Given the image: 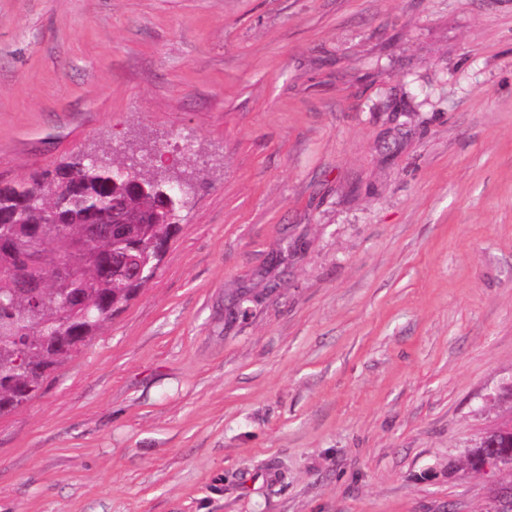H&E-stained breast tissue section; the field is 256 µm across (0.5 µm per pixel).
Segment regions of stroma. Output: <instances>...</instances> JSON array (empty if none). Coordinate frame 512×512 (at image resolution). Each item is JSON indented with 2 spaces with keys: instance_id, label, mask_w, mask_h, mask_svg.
Returning <instances> with one entry per match:
<instances>
[{
  "instance_id": "1",
  "label": "stroma",
  "mask_w": 512,
  "mask_h": 512,
  "mask_svg": "<svg viewBox=\"0 0 512 512\" xmlns=\"http://www.w3.org/2000/svg\"><path fill=\"white\" fill-rule=\"evenodd\" d=\"M192 190L0 417V512H492L512 419V0H0V184ZM500 430L487 433L480 445L479 454L481 455L480 470L487 471L490 468L506 473L512 470V448H500L498 443L512 441V424L508 427H500ZM485 448H488L485 450Z\"/></svg>"
}]
</instances>
